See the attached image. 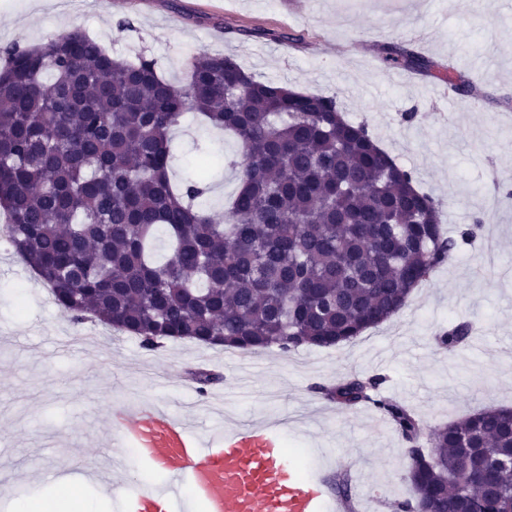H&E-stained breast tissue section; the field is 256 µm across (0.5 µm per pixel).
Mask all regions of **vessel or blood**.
Wrapping results in <instances>:
<instances>
[{"label": "vessel or blood", "mask_w": 512, "mask_h": 512, "mask_svg": "<svg viewBox=\"0 0 512 512\" xmlns=\"http://www.w3.org/2000/svg\"><path fill=\"white\" fill-rule=\"evenodd\" d=\"M141 457L159 464L168 481L147 495L131 489L124 512H189L207 499L210 512H343L321 468L303 473L276 432L264 426L224 438L220 448H143Z\"/></svg>", "instance_id": "b4317fda"}]
</instances>
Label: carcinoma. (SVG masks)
Returning a JSON list of instances; mask_svg holds the SVG:
<instances>
[{
	"label": "carcinoma",
	"mask_w": 512,
	"mask_h": 512,
	"mask_svg": "<svg viewBox=\"0 0 512 512\" xmlns=\"http://www.w3.org/2000/svg\"><path fill=\"white\" fill-rule=\"evenodd\" d=\"M396 67L433 61L382 45ZM175 88L156 62L114 57L80 29L28 48H0V215L13 252L79 323L116 324L149 351L163 339L241 350L356 340L395 315L413 288L458 246L437 202L381 149L336 98L264 81L233 58L197 54ZM189 112L233 136L225 158L238 188L219 217L196 204L210 160L172 178L170 133ZM170 242L153 258L159 231ZM471 321L439 336L455 351ZM383 378L350 376L325 390L346 407L372 404L409 443L423 421L380 391ZM410 450L413 499L437 512H512V409L487 408L430 430ZM492 471L498 493L473 489L461 457Z\"/></svg>",
	"instance_id": "1"
}]
</instances>
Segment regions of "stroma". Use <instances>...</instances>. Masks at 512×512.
Instances as JSON below:
<instances>
[{"instance_id": "35a3bbf8", "label": "stroma", "mask_w": 512, "mask_h": 512, "mask_svg": "<svg viewBox=\"0 0 512 512\" xmlns=\"http://www.w3.org/2000/svg\"><path fill=\"white\" fill-rule=\"evenodd\" d=\"M0 0V47L21 48L73 27L110 53L156 60L176 87L185 61L235 59L261 79L335 97L348 120L413 171L440 205L460 245L390 320L354 342L256 351L260 373L242 371L235 349L163 340L152 351L129 334L75 324L11 250L0 247V505L53 496L62 472L88 473L81 512H117L126 485L154 490L165 476L139 448H220L225 434L276 428L302 467L350 473L359 512H395L412 498L410 448L375 408L328 401L323 388L352 375L382 377L384 394L437 427L486 408L512 407V0ZM264 38L251 37L254 29ZM399 42L473 85L458 102L438 79L385 63ZM238 146L185 119L172 136L174 172L216 163L201 201L222 212L237 182L224 158ZM475 321V338L451 352L436 337ZM89 333L81 352L65 350ZM220 373L199 391L191 370Z\"/></svg>"}]
</instances>
